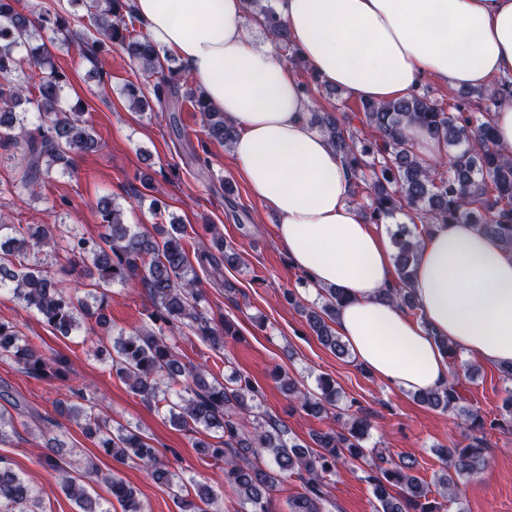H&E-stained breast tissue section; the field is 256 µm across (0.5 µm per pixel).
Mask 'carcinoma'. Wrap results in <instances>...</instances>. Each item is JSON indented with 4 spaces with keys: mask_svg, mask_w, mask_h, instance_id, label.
<instances>
[{
    "mask_svg": "<svg viewBox=\"0 0 512 512\" xmlns=\"http://www.w3.org/2000/svg\"><path fill=\"white\" fill-rule=\"evenodd\" d=\"M18 0H0V140L20 148L19 172L13 180L17 196L34 194V187L60 172L68 173L76 157L96 153L102 147L82 104L61 105L69 84L68 74L52 61L47 44L38 42L50 31L71 41L77 54L89 63L118 47L137 61L144 72L158 75L154 96L158 103H191L199 112L204 132L224 145L232 143L235 129L206 101L202 92L182 89L173 75L164 73L161 50L136 30L138 18L129 0H69L86 6L88 25L94 33L83 38L70 33V19L63 8L46 5L38 12L22 13ZM249 12L263 31L283 46L292 62L300 58L286 23L270 0H248ZM126 94L134 108L151 111V101L133 84ZM479 98L495 105L512 100V80L504 79L491 90L477 91ZM36 107L38 125L28 127L26 105ZM375 132L371 139L359 136L352 125ZM417 123L448 149V160L437 168L424 164L404 135L405 126ZM319 127L352 171V195L361 189L370 193L371 204L364 215L369 224H395L391 239L396 249V287L384 292L413 311L408 291L418 262V239L434 224H469L476 231L512 248V156L497 145L488 117L474 111L471 101L460 96L443 107L427 90H415L385 103H362L359 113H343L338 119L327 114ZM96 208L105 232L86 238L67 224H9L0 219V289L12 290L23 306L62 336L81 328L98 334L107 329L104 290L114 283H140L154 311V327L112 337V372L143 401L163 405L172 426L189 435L200 430L217 433L212 444L199 439L195 447L224 463V484L231 488L244 512H274L272 495L281 482L296 479L301 491L288 499V512H330V481L341 466L365 463V480L378 502L376 512H444L446 503L460 497L458 478L470 477L489 464L486 455V423L479 410L463 406L459 380L446 387L420 392L417 400L431 408L456 413L466 425L469 443L446 447L442 457L448 470L438 478L443 501L429 497V486L411 474L413 465L368 449L363 442L370 424L361 411L347 415L338 430L311 435L313 445L285 438L287 430L277 418L258 412L264 395L252 379L234 371L225 379L207 376L181 362L174 343L175 330L187 326L195 335L222 349L237 341L230 321L213 326L202 310L203 294L196 288L198 277L182 244L185 227L154 224L150 230L124 223L122 208L110 197H102ZM416 212L420 224L396 222L405 210ZM66 239L75 258L74 266L87 265L92 288L80 296L55 279L44 249ZM285 299L304 316L319 341L333 353L348 355L346 344L336 335V314L342 294L326 290L324 299L307 306L292 291ZM0 356L18 364L39 379L59 373L62 359L45 355L35 341L12 322L0 320ZM288 396L309 416L319 418L338 408V392L328 377L317 382V391L302 390L291 377L282 378ZM64 414L97 440V446L119 462L135 457L149 469L153 479L173 492L182 512H211L213 491L197 487L194 499L183 496L187 486L168 463L158 458L146 437L122 424L107 425L93 405L70 403ZM16 432L14 417L0 407V443ZM112 500L102 504L92 497L82 479L61 477L64 493L76 512H112L119 503L122 512H145L136 490L122 478L107 479ZM0 512H46L41 492L27 478L6 465L0 466Z\"/></svg>",
    "mask_w": 512,
    "mask_h": 512,
    "instance_id": "carcinoma-1",
    "label": "carcinoma"
}]
</instances>
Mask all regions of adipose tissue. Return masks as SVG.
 Instances as JSON below:
<instances>
[{
    "mask_svg": "<svg viewBox=\"0 0 512 512\" xmlns=\"http://www.w3.org/2000/svg\"><path fill=\"white\" fill-rule=\"evenodd\" d=\"M150 39L178 57L237 135L251 195L279 216L278 239L317 295L345 300L335 329L369 373L399 391L444 387L446 339L466 357L512 363V250L466 224L423 235L415 314L382 299L394 281L384 234L352 199V177L307 120L310 100L273 46L255 47L247 0H133ZM303 59L354 98L407 96L425 76L454 90L512 75V0H276Z\"/></svg>",
    "mask_w": 512,
    "mask_h": 512,
    "instance_id": "adipose-tissue-1",
    "label": "adipose tissue"
}]
</instances>
